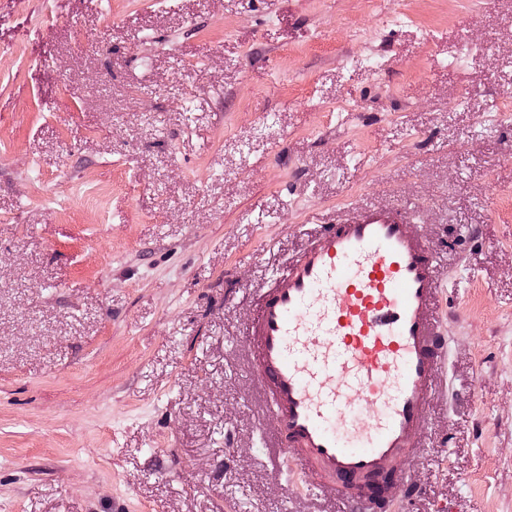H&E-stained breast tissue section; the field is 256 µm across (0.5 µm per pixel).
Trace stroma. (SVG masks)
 I'll return each mask as SVG.
<instances>
[{"label":"stroma","mask_w":512,"mask_h":512,"mask_svg":"<svg viewBox=\"0 0 512 512\" xmlns=\"http://www.w3.org/2000/svg\"><path fill=\"white\" fill-rule=\"evenodd\" d=\"M510 98L512 0H0V512H346L244 328L380 206L455 309L397 512H512Z\"/></svg>","instance_id":"35a3bbf8"}]
</instances>
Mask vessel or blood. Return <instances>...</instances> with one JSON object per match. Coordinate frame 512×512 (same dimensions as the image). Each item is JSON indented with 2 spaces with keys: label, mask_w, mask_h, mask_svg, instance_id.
<instances>
[{
  "label": "vessel or blood",
  "mask_w": 512,
  "mask_h": 512,
  "mask_svg": "<svg viewBox=\"0 0 512 512\" xmlns=\"http://www.w3.org/2000/svg\"><path fill=\"white\" fill-rule=\"evenodd\" d=\"M443 295L430 241L407 210L381 207L323 225L257 298L252 367L288 460L349 512H391L423 492L403 463L448 367ZM364 406L371 426L337 425Z\"/></svg>",
  "instance_id": "1"
}]
</instances>
